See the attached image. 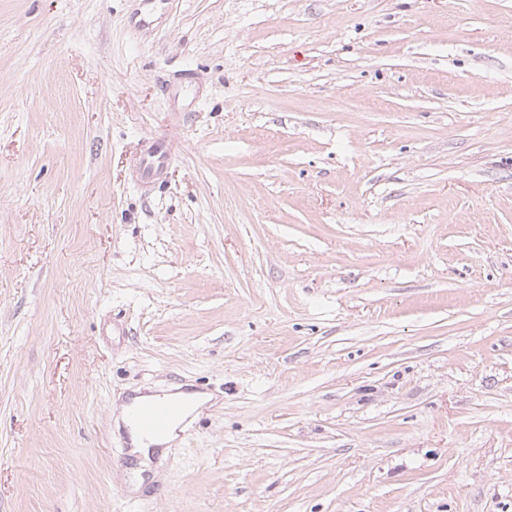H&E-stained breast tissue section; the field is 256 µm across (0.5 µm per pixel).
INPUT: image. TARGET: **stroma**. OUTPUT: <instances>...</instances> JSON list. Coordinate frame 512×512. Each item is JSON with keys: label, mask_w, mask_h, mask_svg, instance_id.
I'll use <instances>...</instances> for the list:
<instances>
[{"label": "stroma", "mask_w": 512, "mask_h": 512, "mask_svg": "<svg viewBox=\"0 0 512 512\" xmlns=\"http://www.w3.org/2000/svg\"><path fill=\"white\" fill-rule=\"evenodd\" d=\"M139 10L0 0V512H512V0ZM168 150L164 138L155 137L144 141L140 166V181L149 183L156 176ZM192 404L186 413L179 418L169 429V431L159 438H145L135 430L150 436H160L170 427L172 421L181 413L183 406L181 403L169 399H149L136 402L129 407L127 418L132 431V444L135 446L131 453L139 459L142 467L138 469V479L141 481L140 474L150 463L151 456L159 452L165 454L168 448H156L161 445L172 443L178 436L185 419L198 407L204 403L203 397L198 394L193 397Z\"/></svg>", "instance_id": "obj_1"}]
</instances>
